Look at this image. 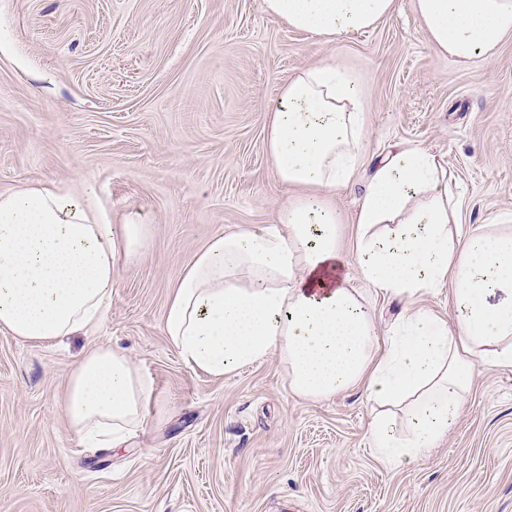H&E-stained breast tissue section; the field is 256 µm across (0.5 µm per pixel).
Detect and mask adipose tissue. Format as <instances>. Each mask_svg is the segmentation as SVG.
I'll use <instances>...</instances> for the list:
<instances>
[{
	"instance_id": "1",
	"label": "adipose tissue",
	"mask_w": 512,
	"mask_h": 512,
	"mask_svg": "<svg viewBox=\"0 0 512 512\" xmlns=\"http://www.w3.org/2000/svg\"><path fill=\"white\" fill-rule=\"evenodd\" d=\"M393 3L261 0V10L331 43L374 27ZM415 10L434 52L462 64L512 36V0H415ZM269 112L273 171L299 193L261 231L216 234L194 255L171 288L164 332L185 363L212 375L273 356L296 395L361 390L375 407L379 456L422 462L454 422L476 366L512 367V226L461 235L463 201L438 157L389 153L355 215L366 289L408 302L378 328L366 289L341 263L331 203L366 160L363 90L323 60L289 78ZM147 237L135 221L97 220L79 195L41 185L0 193V331L49 344L85 333L121 265L145 258ZM445 285L451 323L415 304ZM152 393L123 351L101 343L74 364L64 413L79 439L114 446Z\"/></svg>"
}]
</instances>
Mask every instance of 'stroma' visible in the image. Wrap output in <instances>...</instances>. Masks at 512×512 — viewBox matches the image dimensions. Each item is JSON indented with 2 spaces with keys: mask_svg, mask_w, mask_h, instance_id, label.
<instances>
[{
  "mask_svg": "<svg viewBox=\"0 0 512 512\" xmlns=\"http://www.w3.org/2000/svg\"><path fill=\"white\" fill-rule=\"evenodd\" d=\"M327 58L365 92L369 156H438L462 231L512 218V37L462 66L434 53L414 0L332 43L260 0H0V193L47 184L150 227L148 257L120 268L86 334L60 348L0 332V512H512V369L478 367L447 437L397 468L371 445L361 391L299 398L274 357L214 376L164 334L194 254L296 194L274 175L267 109ZM369 174L334 200L351 267ZM97 343L153 384L117 448L82 444L63 410Z\"/></svg>",
  "mask_w": 512,
  "mask_h": 512,
  "instance_id": "stroma-1",
  "label": "stroma"
}]
</instances>
